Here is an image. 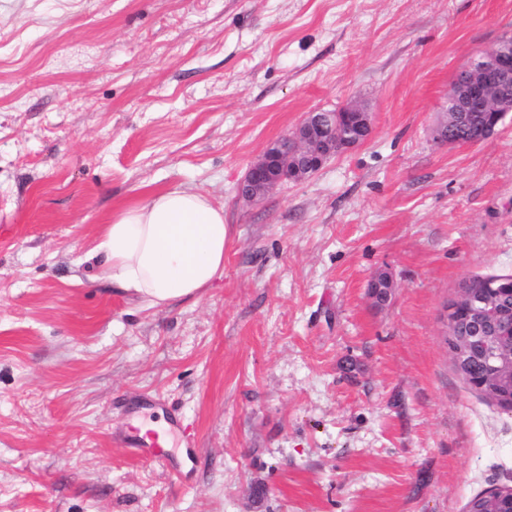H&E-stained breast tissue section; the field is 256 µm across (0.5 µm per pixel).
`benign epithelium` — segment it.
Returning <instances> with one entry per match:
<instances>
[{
	"label": "benign epithelium",
	"mask_w": 512,
	"mask_h": 512,
	"mask_svg": "<svg viewBox=\"0 0 512 512\" xmlns=\"http://www.w3.org/2000/svg\"><path fill=\"white\" fill-rule=\"evenodd\" d=\"M469 112L491 115L493 129L512 112V41L480 52L457 71L448 92L449 118L436 127L435 139L461 143L455 126ZM331 116L335 120L327 127L323 114L310 112L286 138L267 147L239 184V196L258 202L282 183L279 157L284 152L294 158L289 179L301 181L319 171L331 157L365 142L372 131L371 110L362 103H351ZM456 311L466 316L467 327V334L450 347L457 371L473 384L466 356L473 354L486 362L489 375L478 382V388L487 399L497 402L512 386V305H501L494 296L478 307L471 290L462 288L446 310V325L451 328Z\"/></svg>",
	"instance_id": "benign-epithelium-1"
}]
</instances>
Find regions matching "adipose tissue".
<instances>
[{"instance_id": "ef3b65f1", "label": "adipose tissue", "mask_w": 512, "mask_h": 512, "mask_svg": "<svg viewBox=\"0 0 512 512\" xmlns=\"http://www.w3.org/2000/svg\"><path fill=\"white\" fill-rule=\"evenodd\" d=\"M224 210L172 187L115 209L95 251L112 282L150 306L200 294L224 268Z\"/></svg>"}]
</instances>
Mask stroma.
I'll list each match as a JSON object with an SVG mask.
<instances>
[{
    "label": "stroma",
    "instance_id": "obj_1",
    "mask_svg": "<svg viewBox=\"0 0 512 512\" xmlns=\"http://www.w3.org/2000/svg\"><path fill=\"white\" fill-rule=\"evenodd\" d=\"M509 36L512 0H0V512H464L512 486V411L444 324L463 280L512 274V113L434 138ZM353 101L365 143L240 198ZM173 186L223 206L224 270L151 307L90 253ZM165 404L197 437L183 483L123 444ZM372 111L366 105L354 102L331 112L332 125L328 129L323 113L310 112L286 139L265 149L251 165L239 184V196L247 202H258L283 182L279 157L288 152L294 158L289 180L301 181L319 171L333 156L362 144L372 131Z\"/></svg>",
    "mask_w": 512,
    "mask_h": 512
}]
</instances>
